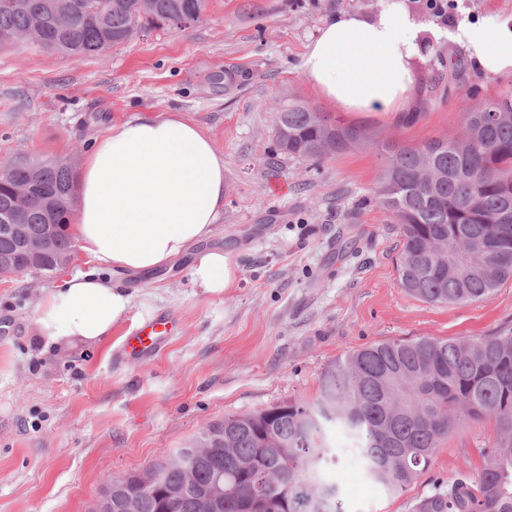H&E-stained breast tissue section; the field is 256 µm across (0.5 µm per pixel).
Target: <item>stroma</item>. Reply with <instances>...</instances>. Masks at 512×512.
Listing matches in <instances>:
<instances>
[{"label":"stroma","instance_id":"35a3bbf8","mask_svg":"<svg viewBox=\"0 0 512 512\" xmlns=\"http://www.w3.org/2000/svg\"><path fill=\"white\" fill-rule=\"evenodd\" d=\"M384 3L208 0L197 22L149 25L86 58L29 40L0 48V162L76 168L112 126L178 112L211 137L226 182L211 236L151 273H120L134 303L100 344L46 348L35 337L40 301L85 269L81 251L51 273L0 278V512H94L105 476L143 471L224 417L313 400L329 364L370 344L512 328V280L460 304L426 303L401 288L398 223L375 201L381 144L461 134L475 100L512 93V76L485 79L445 36L413 64V111L376 113L340 111L301 71L327 20ZM445 61L461 69L437 90L429 77ZM292 97L362 129L373 145L319 163L279 153L274 114ZM214 249L236 263L221 294L191 278L195 258ZM163 314L180 318L164 349L116 362L129 329ZM495 435L490 421L462 425L405 492L389 494L338 431L328 477L344 512H413L436 488L481 469Z\"/></svg>","mask_w":512,"mask_h":512}]
</instances>
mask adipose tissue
<instances>
[{
  "mask_svg": "<svg viewBox=\"0 0 512 512\" xmlns=\"http://www.w3.org/2000/svg\"><path fill=\"white\" fill-rule=\"evenodd\" d=\"M462 43L488 79L512 74V18L493 24L456 19L423 24L391 0L374 16L342 12L328 20L301 69L327 101L350 112H406L419 80L412 68L427 39ZM224 159L195 122L171 113L138 115L96 138L78 174L72 233L87 269L40 302L35 334L45 344H96L132 307L116 272H147L206 239L224 208ZM208 293L232 287L230 254H201L191 272Z\"/></svg>",
  "mask_w": 512,
  "mask_h": 512,
  "instance_id": "1",
  "label": "adipose tissue"
}]
</instances>
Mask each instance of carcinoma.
Wrapping results in <instances>:
<instances>
[{
  "instance_id": "cac0c4a2",
  "label": "carcinoma",
  "mask_w": 512,
  "mask_h": 512,
  "mask_svg": "<svg viewBox=\"0 0 512 512\" xmlns=\"http://www.w3.org/2000/svg\"><path fill=\"white\" fill-rule=\"evenodd\" d=\"M0 0V46L23 39L38 17L47 26L39 45L83 58L130 40L142 26L181 28L198 20L207 0ZM465 113L457 137L420 145H387L376 191L381 207L400 224V283L427 302L455 304L488 298L512 279V95ZM281 153L321 160L370 142L296 98L278 110ZM33 181L19 212L20 227L36 237L44 224L58 230L43 260L0 240V276L53 271L72 256L66 234L74 198L72 167L58 161L0 164V211L13 207L15 186ZM495 421L489 464L419 500L414 512H512V329L456 341H387L347 354L328 366L311 402L284 404L210 424L196 441L206 452L187 470L175 456L122 477L112 494L129 512H204L197 488L220 473L224 512H244L264 497L265 512H341L338 485L325 479L336 464L331 433L356 445L371 480L391 493L406 491L426 470L439 443L466 421ZM261 464L252 479L240 468ZM143 477L157 478L143 490Z\"/></svg>"
}]
</instances>
